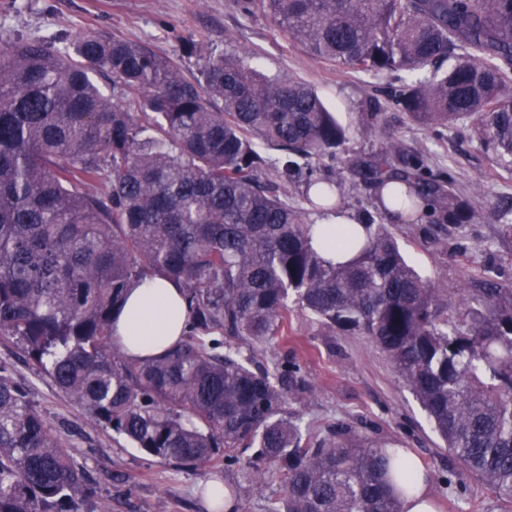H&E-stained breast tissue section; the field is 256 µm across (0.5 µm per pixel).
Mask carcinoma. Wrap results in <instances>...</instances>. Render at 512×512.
<instances>
[{
    "label": "carcinoma",
    "instance_id": "obj_1",
    "mask_svg": "<svg viewBox=\"0 0 512 512\" xmlns=\"http://www.w3.org/2000/svg\"><path fill=\"white\" fill-rule=\"evenodd\" d=\"M236 6L262 10L316 58L401 80L411 120L466 121L512 165V0ZM200 73L189 84L149 46L93 30L70 50L0 45V339L152 457L228 472L255 449L244 482L224 486L228 502L271 478L283 495L266 512H400L414 474L399 449L343 424L319 436L288 410L308 389L300 365L255 357L300 311L329 334L369 337L448 452L512 503V290L491 282L475 307L462 288L448 305L385 224H365L363 241L325 231L323 243L356 254L323 260L303 212L261 174L270 166L279 188L301 183L310 206L335 210L337 184L316 169L336 159L346 130L297 77L265 78L222 54ZM380 120L368 100L363 130ZM267 150L281 153L272 165ZM349 169L393 223L475 221L453 178L427 173L424 155L391 137ZM154 276L181 285L191 322L176 346L131 360L112 320L127 288ZM92 497L83 466L1 365L0 512H85Z\"/></svg>",
    "mask_w": 512,
    "mask_h": 512
}]
</instances>
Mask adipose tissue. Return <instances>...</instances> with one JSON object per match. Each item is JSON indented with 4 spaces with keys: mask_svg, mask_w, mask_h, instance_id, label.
Wrapping results in <instances>:
<instances>
[{
    "mask_svg": "<svg viewBox=\"0 0 512 512\" xmlns=\"http://www.w3.org/2000/svg\"><path fill=\"white\" fill-rule=\"evenodd\" d=\"M188 318L179 285L165 278H149L128 289L124 307L113 320L112 334L126 357L146 359L176 345Z\"/></svg>",
    "mask_w": 512,
    "mask_h": 512,
    "instance_id": "ef3b65f1",
    "label": "adipose tissue"
}]
</instances>
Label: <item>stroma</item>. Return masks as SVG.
<instances>
[{
    "instance_id": "35a3bbf8",
    "label": "stroma",
    "mask_w": 512,
    "mask_h": 512,
    "mask_svg": "<svg viewBox=\"0 0 512 512\" xmlns=\"http://www.w3.org/2000/svg\"><path fill=\"white\" fill-rule=\"evenodd\" d=\"M89 28L106 38L147 44L192 84L205 56L250 51L253 66L265 75L290 73L317 88L347 130L344 157L378 150L386 135L425 152L433 173L455 177L476 219L461 225H391L404 257L451 295L461 287L476 291L490 280L512 289V233L498 220L501 210L512 208V170L481 147L467 126L439 135L411 121L395 103L397 82L348 73L310 57L262 13H240L235 0H0V40L38 39L64 48ZM369 97L382 108L380 136L365 134L360 124ZM325 173L339 182L338 198L352 216L376 215L370 185L339 163ZM257 358L265 364L287 359L300 364L309 389L290 407L304 421L324 431L364 420L373 436L409 448L428 475L437 512H499L480 481L444 448L386 354L366 337L322 335L306 316L295 313L287 336L261 348ZM0 363L60 428L66 451L96 481L92 512H208L203 486L216 478L237 481L244 474L239 467L228 473L201 472L161 462L92 421L55 390L34 361L19 359L12 345L0 342Z\"/></svg>"
}]
</instances>
